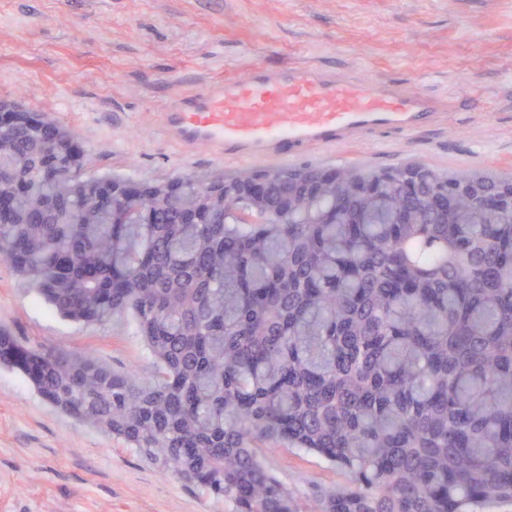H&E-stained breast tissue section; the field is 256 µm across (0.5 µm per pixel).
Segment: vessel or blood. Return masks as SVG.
Masks as SVG:
<instances>
[{"label": "vessel or blood", "instance_id": "b4317fda", "mask_svg": "<svg viewBox=\"0 0 512 512\" xmlns=\"http://www.w3.org/2000/svg\"><path fill=\"white\" fill-rule=\"evenodd\" d=\"M445 109L394 80L256 62L243 76L176 95L161 123L171 140L220 159L285 162L358 136L412 137L443 121Z\"/></svg>", "mask_w": 512, "mask_h": 512}]
</instances>
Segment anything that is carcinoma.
Instances as JSON below:
<instances>
[{"instance_id": "1", "label": "carcinoma", "mask_w": 512, "mask_h": 512, "mask_svg": "<svg viewBox=\"0 0 512 512\" xmlns=\"http://www.w3.org/2000/svg\"><path fill=\"white\" fill-rule=\"evenodd\" d=\"M0 125V262L62 317L129 315L153 359L115 371L89 351L0 329V364L227 512H303L266 453L351 476L318 512H486L512 503V211L413 164L415 192L374 170L275 167L265 197L224 175L135 182L85 173L63 127ZM134 188L112 204V184Z\"/></svg>"}]
</instances>
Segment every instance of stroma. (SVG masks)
Wrapping results in <instances>:
<instances>
[{"mask_svg": "<svg viewBox=\"0 0 512 512\" xmlns=\"http://www.w3.org/2000/svg\"><path fill=\"white\" fill-rule=\"evenodd\" d=\"M258 61L346 69L455 102L438 130L314 149L301 166L414 163L512 178V0H0V103L70 131L91 174L162 182L242 171L206 147L169 140L159 114L172 96ZM0 328L92 350L118 371L152 366L129 318L63 320L1 263ZM267 463L305 498L350 480L314 454L281 451ZM224 510L0 367V512Z\"/></svg>", "mask_w": 512, "mask_h": 512, "instance_id": "stroma-1", "label": "stroma"}]
</instances>
